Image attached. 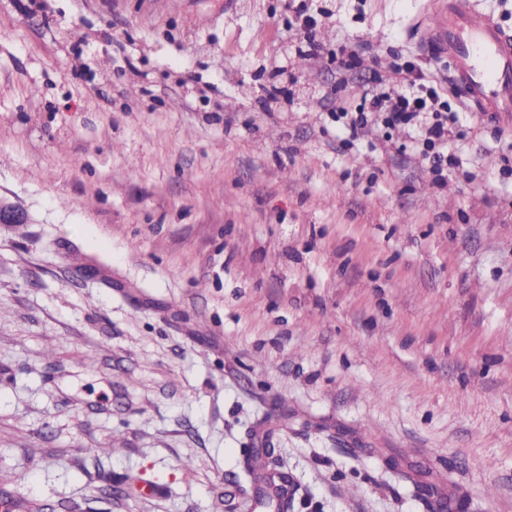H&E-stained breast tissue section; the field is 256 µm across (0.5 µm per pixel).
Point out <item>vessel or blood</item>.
Returning a JSON list of instances; mask_svg holds the SVG:
<instances>
[{"instance_id": "vessel-or-blood-1", "label": "vessel or blood", "mask_w": 512, "mask_h": 512, "mask_svg": "<svg viewBox=\"0 0 512 512\" xmlns=\"http://www.w3.org/2000/svg\"><path fill=\"white\" fill-rule=\"evenodd\" d=\"M422 48L453 65V81L486 123L512 125V34L473 0H435Z\"/></svg>"}]
</instances>
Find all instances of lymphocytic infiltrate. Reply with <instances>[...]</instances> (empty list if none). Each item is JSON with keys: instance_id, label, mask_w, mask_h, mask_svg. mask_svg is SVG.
<instances>
[{"instance_id": "lymphocytic-infiltrate-1", "label": "lymphocytic infiltrate", "mask_w": 512, "mask_h": 512, "mask_svg": "<svg viewBox=\"0 0 512 512\" xmlns=\"http://www.w3.org/2000/svg\"><path fill=\"white\" fill-rule=\"evenodd\" d=\"M407 78L400 89L368 92L355 111L339 112L351 137L398 126L415 131V149L422 164L437 179H444L458 164L451 148L471 131L466 115L452 112L434 81L425 79L414 67H406Z\"/></svg>"}]
</instances>
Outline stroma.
<instances>
[{
	"label": "stroma",
	"mask_w": 512,
	"mask_h": 512,
	"mask_svg": "<svg viewBox=\"0 0 512 512\" xmlns=\"http://www.w3.org/2000/svg\"><path fill=\"white\" fill-rule=\"evenodd\" d=\"M432 4L0 0L17 512H245L259 443L284 512H512V130L435 186L334 115L409 64L466 111Z\"/></svg>",
	"instance_id": "1"
}]
</instances>
